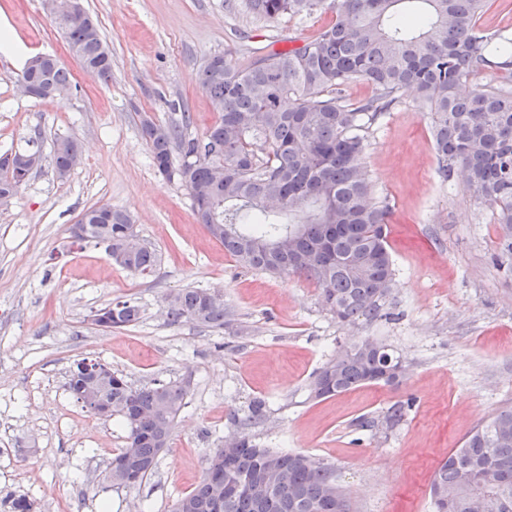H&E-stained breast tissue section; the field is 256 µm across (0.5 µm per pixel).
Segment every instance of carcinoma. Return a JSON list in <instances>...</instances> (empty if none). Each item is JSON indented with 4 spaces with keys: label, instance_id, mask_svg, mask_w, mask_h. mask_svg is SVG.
<instances>
[{
    "label": "carcinoma",
    "instance_id": "1",
    "mask_svg": "<svg viewBox=\"0 0 512 512\" xmlns=\"http://www.w3.org/2000/svg\"><path fill=\"white\" fill-rule=\"evenodd\" d=\"M487 0H245L247 11L273 19L310 15L323 6L335 21L313 40L290 50H272L234 66L210 56L200 85L217 121L203 137L184 133L190 117L162 125L141 122L154 165L178 175L189 190L198 223L243 267L280 277L313 281L324 311L337 323L374 322L384 316L395 270L388 243L389 205L371 191L366 151L371 127L392 107L411 99L427 112L438 161L448 183L459 182L492 209L499 225L496 262L512 272V38L478 27ZM55 23L80 63L106 80L112 52L98 22L88 14ZM22 70L19 81L33 98L71 84L69 70L55 57ZM483 71L506 74L507 82L460 86ZM354 80L372 85L374 95L358 102L345 95ZM22 151L0 154V193L19 192L32 156L43 155L38 139ZM181 163L174 164V153ZM81 157L71 139L56 144L53 167L65 178ZM73 234L77 243L105 246L112 261L130 273L155 272L157 255L139 237L131 216L110 205L82 211ZM167 322H192L224 330L233 314L224 302L199 288L165 297ZM100 327L117 329L139 321L131 298L115 299L96 311ZM357 345L352 355L331 356L310 382V396L329 398L365 384L394 381L385 375L384 355ZM189 383L155 382L139 388L112 373L102 396L110 415L126 428L124 448L112 462L124 463L130 487L151 475L169 446L186 405ZM288 477V487L264 484L268 471ZM474 474V489L487 500L485 512H512V407L481 420L435 471L429 488L434 512H469L461 472ZM453 493L440 497L438 490ZM207 504L210 512H350L347 493L328 463L307 464L303 453L264 448L239 436L236 455L224 461L215 448L195 488L179 498ZM511 509H506L504 504Z\"/></svg>",
    "mask_w": 512,
    "mask_h": 512
}]
</instances>
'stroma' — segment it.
<instances>
[{
	"instance_id": "1",
	"label": "stroma",
	"mask_w": 512,
	"mask_h": 512,
	"mask_svg": "<svg viewBox=\"0 0 512 512\" xmlns=\"http://www.w3.org/2000/svg\"><path fill=\"white\" fill-rule=\"evenodd\" d=\"M112 51L108 80L70 55L44 0H0V150L43 141L41 169L0 209V498L26 496L33 512H172L200 481L211 449L230 435L332 464L351 512H432L435 470L465 435L512 405V274L491 259L498 235L488 205L438 173L429 118L404 101L371 129L366 161L374 196L389 201L396 282L386 317L337 324L305 278L275 277L226 257L193 213L178 177L152 165L142 117L170 124L189 114L199 137L218 114L199 73L217 53L238 65L254 50L313 40L330 9L265 20L243 0H82ZM56 57L78 89L64 100L25 96L18 78L37 55ZM82 157L57 179L56 141ZM127 210L158 253L137 277L103 246L72 242L69 228L91 206ZM218 290L232 330L167 325L166 295ZM119 297L140 320L105 331L92 322ZM371 337L409 366L402 383L367 384L313 400L314 372L344 342ZM88 359L135 387L191 382L168 448L140 487L117 489L105 474L126 442L120 420L90 413L68 389ZM266 418L247 425L254 398ZM405 403L401 420L388 409Z\"/></svg>"
}]
</instances>
